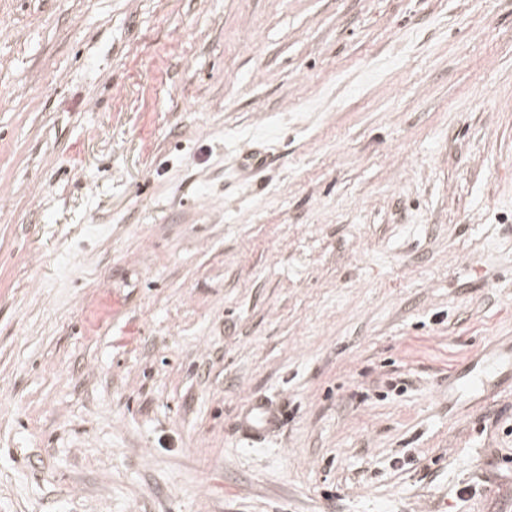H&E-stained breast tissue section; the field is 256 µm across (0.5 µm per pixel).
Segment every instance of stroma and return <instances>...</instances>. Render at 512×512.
Returning <instances> with one entry per match:
<instances>
[{
	"label": "stroma",
	"instance_id": "stroma-1",
	"mask_svg": "<svg viewBox=\"0 0 512 512\" xmlns=\"http://www.w3.org/2000/svg\"><path fill=\"white\" fill-rule=\"evenodd\" d=\"M510 344L512 0H0V512H512ZM288 421V411L263 397H251L240 414L239 429L246 439L261 442Z\"/></svg>",
	"mask_w": 512,
	"mask_h": 512
}]
</instances>
